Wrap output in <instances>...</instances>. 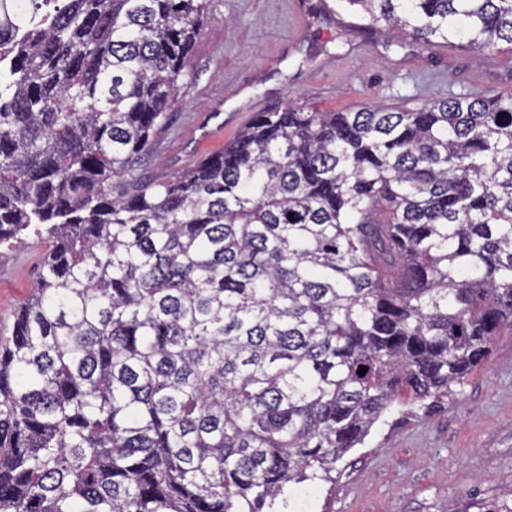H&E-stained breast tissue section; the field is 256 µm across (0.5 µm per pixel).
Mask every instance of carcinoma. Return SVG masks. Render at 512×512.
I'll return each mask as SVG.
<instances>
[{
  "label": "carcinoma",
  "mask_w": 512,
  "mask_h": 512,
  "mask_svg": "<svg viewBox=\"0 0 512 512\" xmlns=\"http://www.w3.org/2000/svg\"><path fill=\"white\" fill-rule=\"evenodd\" d=\"M15 2L0 242L49 252L0 345V512H283L512 334V94L290 102L146 182L207 0ZM342 2L512 50V0Z\"/></svg>",
  "instance_id": "1"
}]
</instances>
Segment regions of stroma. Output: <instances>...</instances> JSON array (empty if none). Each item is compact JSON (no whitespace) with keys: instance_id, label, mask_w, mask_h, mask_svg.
<instances>
[{"instance_id":"35a3bbf8","label":"stroma","mask_w":512,"mask_h":512,"mask_svg":"<svg viewBox=\"0 0 512 512\" xmlns=\"http://www.w3.org/2000/svg\"><path fill=\"white\" fill-rule=\"evenodd\" d=\"M209 18L179 81L177 103L139 172L165 180L220 151L252 116L294 101L344 112L378 102L407 111L453 94L512 93V53L367 34L340 0H208ZM45 244H0V337L11 339ZM381 426L335 485L299 487L291 512H478L512 502V335L427 417Z\"/></svg>"}]
</instances>
